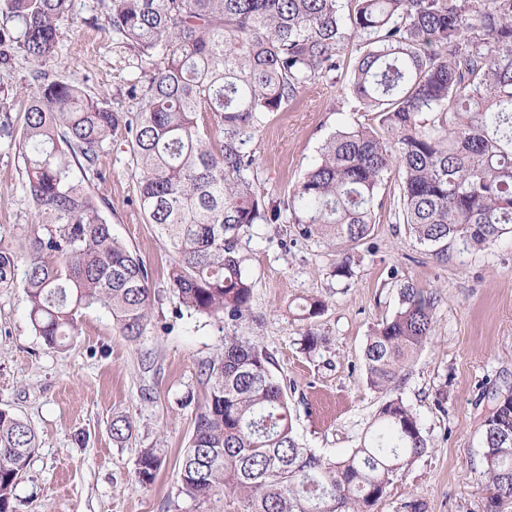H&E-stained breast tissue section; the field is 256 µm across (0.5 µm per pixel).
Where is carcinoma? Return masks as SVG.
Masks as SVG:
<instances>
[{
	"label": "carcinoma",
	"instance_id": "1",
	"mask_svg": "<svg viewBox=\"0 0 512 512\" xmlns=\"http://www.w3.org/2000/svg\"><path fill=\"white\" fill-rule=\"evenodd\" d=\"M70 0H0V62L31 64L17 99L14 138L22 186L33 203L29 247L0 235V288L21 286L35 332L61 349L80 335L79 312L107 310L119 333L141 338L153 305L140 257L112 236L93 194L103 144L130 138L140 206L175 255L171 286L186 310L237 321L252 282L239 246L256 224L288 221L353 250L370 236L379 191L398 174V219L436 258L452 244L489 248L512 233V0H98L112 40L129 50L139 80L137 112H116L57 78V21ZM356 41L350 86L375 124L337 131L288 200L265 202L251 174L266 115L315 79L335 78ZM217 120L218 147L204 115ZM394 315L367 338L370 386L388 395L377 426L331 460L303 447L266 351L243 336L203 366L208 396L180 470L181 493L198 504L232 494L236 512H373L394 480L431 447L413 410L394 396L431 338L441 300L404 282ZM325 309L305 299L302 317ZM112 421V437L132 436ZM487 512L512 502V391L497 392L482 422ZM38 439L0 408V512H12ZM161 460L141 450L136 478L154 480Z\"/></svg>",
	"mask_w": 512,
	"mask_h": 512
}]
</instances>
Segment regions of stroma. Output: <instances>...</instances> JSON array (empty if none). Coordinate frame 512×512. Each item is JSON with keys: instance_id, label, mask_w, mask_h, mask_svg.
Listing matches in <instances>:
<instances>
[{"instance_id": "1", "label": "stroma", "mask_w": 512, "mask_h": 512, "mask_svg": "<svg viewBox=\"0 0 512 512\" xmlns=\"http://www.w3.org/2000/svg\"><path fill=\"white\" fill-rule=\"evenodd\" d=\"M96 0H71L59 23L55 72L108 107L133 112L126 94L140 72L112 31L96 20ZM358 45L341 53L336 80L316 79L269 114L255 143V189L267 200L292 195L324 142L339 129L369 122L349 91ZM93 190L119 242L147 266L156 298L138 342L127 341L102 309L82 310L81 333L52 349L29 319L22 289H0V407L30 422L40 441L16 489L13 512H234L232 497L203 506L180 494L181 461L207 393L203 363L245 336L272 358L285 389L294 431L304 447L331 459L356 448L374 428L381 394L367 383L363 349L378 324L398 308V286L435 289L441 302L433 334L399 392L416 412L431 446L391 485L373 512H486L482 421L492 392L512 389V233L491 248L452 247L441 262L420 245L384 204L366 244L345 252L292 224H258L242 242L244 272L253 283L243 321L214 320L180 308L170 285L174 255L148 224L124 132L100 152ZM22 158L0 138V234L23 241L33 204L22 189ZM353 257L351 278L333 271ZM315 295L322 315L302 320L296 306ZM327 343L307 354L308 330ZM129 418L126 442L112 439V421ZM156 449L153 483L135 480L141 449Z\"/></svg>"}]
</instances>
